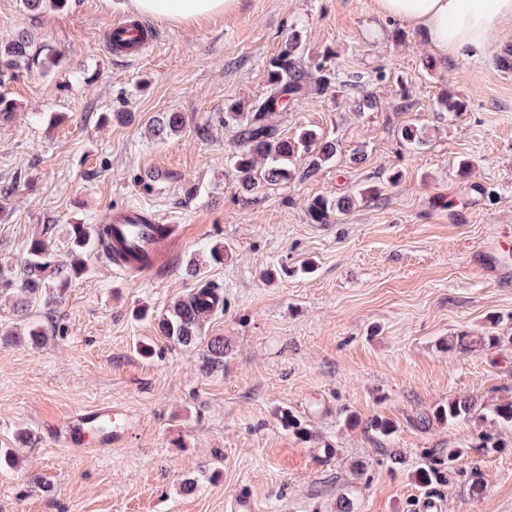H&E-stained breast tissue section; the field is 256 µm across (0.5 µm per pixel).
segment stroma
Here are the masks:
<instances>
[{
  "label": "stroma",
  "mask_w": 512,
  "mask_h": 512,
  "mask_svg": "<svg viewBox=\"0 0 512 512\" xmlns=\"http://www.w3.org/2000/svg\"><path fill=\"white\" fill-rule=\"evenodd\" d=\"M122 3L30 12L0 0V39L32 38L0 85L16 106L0 122V268L42 236L65 261L70 225L109 223L127 206L181 230L150 277L93 252L27 322L0 297V448L19 459L0 468V512H227L240 495L260 512H336L343 497L352 512H423L429 498L441 512H512V424L494 426L489 453L477 422H416L454 398L487 410L512 398V24L481 59L447 60L416 28L380 18L376 0H237L190 23L144 17L158 42L122 56L109 49ZM292 27L307 67L362 88L333 84L280 114L283 136L315 129L335 139L336 159L304 180L308 158L296 155L295 177L246 195L222 117L265 93ZM53 50L63 59L49 70ZM446 92L462 112L439 114ZM171 112L182 131L154 134ZM409 123L425 144L401 145ZM368 186L380 194L359 199ZM347 195L349 212L312 223V198ZM214 242L223 263L190 275ZM208 282L226 304L205 333L227 353L205 371L202 348L168 346L133 311H164ZM28 323L39 343L23 336ZM483 332L500 345L447 346ZM103 406L126 420L120 442L101 448L92 433L71 446L65 423ZM377 417L392 436L369 430ZM455 446L468 449L459 476L425 485L424 453ZM475 466L479 494L465 476Z\"/></svg>",
  "instance_id": "1"
}]
</instances>
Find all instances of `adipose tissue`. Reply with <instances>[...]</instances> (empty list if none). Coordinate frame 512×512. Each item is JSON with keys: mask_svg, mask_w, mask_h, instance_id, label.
Listing matches in <instances>:
<instances>
[{"mask_svg": "<svg viewBox=\"0 0 512 512\" xmlns=\"http://www.w3.org/2000/svg\"><path fill=\"white\" fill-rule=\"evenodd\" d=\"M234 0H129L133 13L177 23L232 7ZM379 13L420 27L442 58L483 54L495 30L512 21V0H377Z\"/></svg>", "mask_w": 512, "mask_h": 512, "instance_id": "1", "label": "adipose tissue"}]
</instances>
